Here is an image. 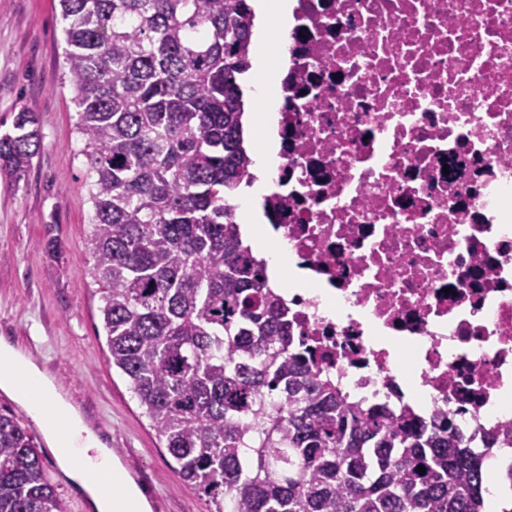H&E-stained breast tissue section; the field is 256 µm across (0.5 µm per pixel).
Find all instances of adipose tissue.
<instances>
[{
    "instance_id": "1",
    "label": "adipose tissue",
    "mask_w": 512,
    "mask_h": 512,
    "mask_svg": "<svg viewBox=\"0 0 512 512\" xmlns=\"http://www.w3.org/2000/svg\"><path fill=\"white\" fill-rule=\"evenodd\" d=\"M267 102L264 150L254 158L255 179L245 190L258 201L272 189L270 174L278 162L276 90H261ZM0 389L29 406L41 423L57 463L66 468L72 482L88 497L94 512H151V505L134 478L124 469L103 441L90 429L80 411L71 404L54 379L9 341L0 339ZM64 421L67 434H60L57 421Z\"/></svg>"
}]
</instances>
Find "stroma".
I'll return each mask as SVG.
<instances>
[{
	"instance_id": "35a3bbf8",
	"label": "stroma",
	"mask_w": 512,
	"mask_h": 512,
	"mask_svg": "<svg viewBox=\"0 0 512 512\" xmlns=\"http://www.w3.org/2000/svg\"><path fill=\"white\" fill-rule=\"evenodd\" d=\"M59 0L0 6V133L36 112L41 146L25 181L0 178V336L61 386L147 495L151 512H207L142 416L109 352L92 275V204L62 68Z\"/></svg>"
}]
</instances>
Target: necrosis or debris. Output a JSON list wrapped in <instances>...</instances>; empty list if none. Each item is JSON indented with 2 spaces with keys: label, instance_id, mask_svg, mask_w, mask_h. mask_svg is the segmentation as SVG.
<instances>
[{
  "label": "necrosis or debris",
  "instance_id": "necrosis-or-debris-1",
  "mask_svg": "<svg viewBox=\"0 0 512 512\" xmlns=\"http://www.w3.org/2000/svg\"><path fill=\"white\" fill-rule=\"evenodd\" d=\"M262 209L351 396L455 419L512 490V0H294ZM494 445H486L487 434Z\"/></svg>",
  "mask_w": 512,
  "mask_h": 512
}]
</instances>
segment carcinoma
<instances>
[{"instance_id": "obj_1", "label": "carcinoma", "mask_w": 512, "mask_h": 512, "mask_svg": "<svg viewBox=\"0 0 512 512\" xmlns=\"http://www.w3.org/2000/svg\"><path fill=\"white\" fill-rule=\"evenodd\" d=\"M60 6L108 363L208 512H486L488 471L454 419L350 401L224 207L253 180L247 0ZM40 144L36 113L13 112L0 175L19 184ZM0 512H67L1 412Z\"/></svg>"}]
</instances>
